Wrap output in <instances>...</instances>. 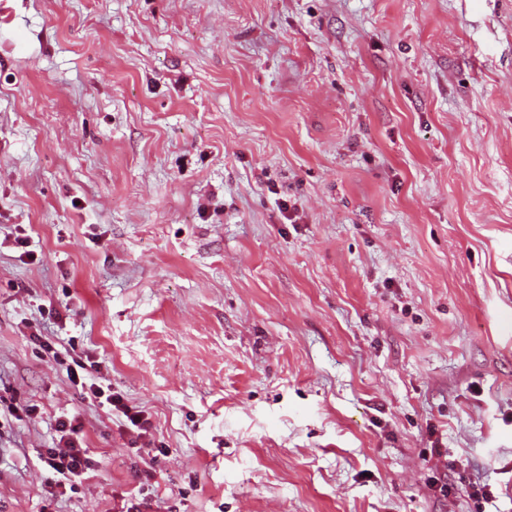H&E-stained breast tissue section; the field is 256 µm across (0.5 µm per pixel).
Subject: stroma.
Instances as JSON below:
<instances>
[{
  "label": "stroma",
  "mask_w": 512,
  "mask_h": 512,
  "mask_svg": "<svg viewBox=\"0 0 512 512\" xmlns=\"http://www.w3.org/2000/svg\"><path fill=\"white\" fill-rule=\"evenodd\" d=\"M143 501L512 512V0H0V512ZM87 363L76 361L73 359L74 366L68 364L66 373L73 385L81 388L86 394L92 395L94 398L102 399L100 403L107 405L109 410L117 411L126 418L128 425L133 428L138 438L145 437L151 429L150 419L144 415V411L138 410L137 407L129 406L124 402L120 394L112 392L111 385L103 386L96 376L100 372L99 363L87 359ZM130 427V428H131ZM131 428V429H132ZM57 422L58 442L46 448L43 462L56 487H72L88 468L85 450L81 445L83 423L78 415L63 416Z\"/></svg>",
  "instance_id": "35a3bbf8"
}]
</instances>
